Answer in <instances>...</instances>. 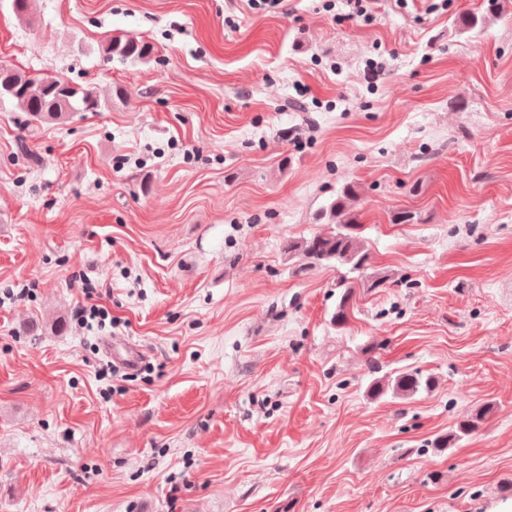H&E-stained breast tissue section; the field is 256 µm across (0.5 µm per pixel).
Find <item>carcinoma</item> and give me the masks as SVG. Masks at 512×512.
I'll return each instance as SVG.
<instances>
[{
	"label": "carcinoma",
	"mask_w": 512,
	"mask_h": 512,
	"mask_svg": "<svg viewBox=\"0 0 512 512\" xmlns=\"http://www.w3.org/2000/svg\"><path fill=\"white\" fill-rule=\"evenodd\" d=\"M102 58L108 62H144L152 57L155 47L143 38L112 36L99 45ZM115 93H102L90 84L80 85L65 78L47 79L38 74L21 71L9 64L0 63V106L8 103L26 113L39 123L64 124L77 112H101L112 105ZM357 192L347 184L337 193L329 205L330 230L298 240H289L284 245L288 257L298 259L299 268L310 272L322 267L343 268L336 287L342 289L336 306V326L348 321L349 301L354 293V282L350 274H361L372 264V254L361 238L358 214L354 210ZM432 376L417 371H401L376 378L368 385V395L378 399L391 393L410 398L435 386ZM491 407L483 406L457 423L448 435L436 440L435 447L447 448L477 430L489 417Z\"/></svg>",
	"instance_id": "carcinoma-1"
}]
</instances>
